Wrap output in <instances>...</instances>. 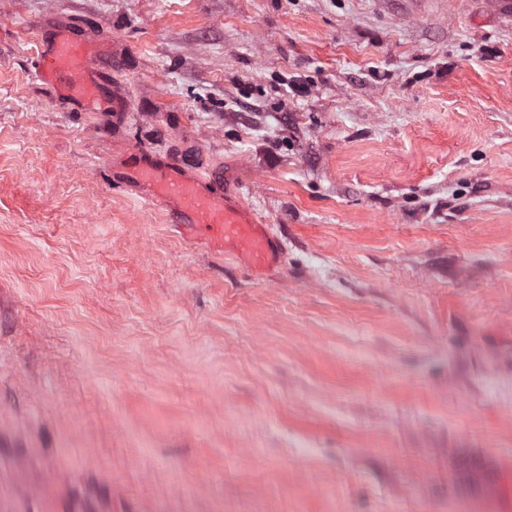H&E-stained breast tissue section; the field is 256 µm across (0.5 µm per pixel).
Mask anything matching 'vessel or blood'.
<instances>
[{
    "label": "vessel or blood",
    "mask_w": 512,
    "mask_h": 512,
    "mask_svg": "<svg viewBox=\"0 0 512 512\" xmlns=\"http://www.w3.org/2000/svg\"><path fill=\"white\" fill-rule=\"evenodd\" d=\"M32 66L38 79L54 87L73 111L117 115L129 109L125 99L112 93L111 47L91 40L66 19H51L41 28ZM123 164L130 186L165 209L180 229L215 228V246L235 255L247 269L267 268L276 261L279 240L239 193L216 187L213 179L168 155L133 150ZM474 467L481 483V512H512V465L481 457Z\"/></svg>",
    "instance_id": "obj_1"
}]
</instances>
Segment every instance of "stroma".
Masks as SVG:
<instances>
[{"instance_id":"obj_1","label":"stroma","mask_w":512,"mask_h":512,"mask_svg":"<svg viewBox=\"0 0 512 512\" xmlns=\"http://www.w3.org/2000/svg\"><path fill=\"white\" fill-rule=\"evenodd\" d=\"M0 0V512H479L512 456V11ZM66 17L117 122L28 65ZM168 154L280 238L260 277L140 198Z\"/></svg>"}]
</instances>
